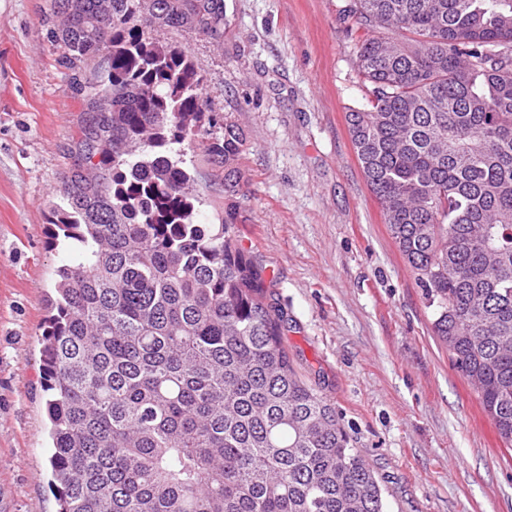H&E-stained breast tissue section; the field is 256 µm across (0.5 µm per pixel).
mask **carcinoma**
I'll list each match as a JSON object with an SVG mask.
<instances>
[{"mask_svg":"<svg viewBox=\"0 0 512 512\" xmlns=\"http://www.w3.org/2000/svg\"><path fill=\"white\" fill-rule=\"evenodd\" d=\"M51 0V44L89 117L64 182L43 334L51 485L59 512H387L331 404L293 369L283 315L238 244L235 203L198 220L203 147L229 163L234 130L201 134L191 55L146 35L148 0ZM160 26L219 40L223 0H160ZM370 108L351 142L387 229L448 346L512 446V0H350Z\"/></svg>","mask_w":512,"mask_h":512,"instance_id":"carcinoma-1","label":"carcinoma"}]
</instances>
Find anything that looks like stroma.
<instances>
[{
	"label": "stroma",
	"instance_id": "obj_1",
	"mask_svg": "<svg viewBox=\"0 0 512 512\" xmlns=\"http://www.w3.org/2000/svg\"><path fill=\"white\" fill-rule=\"evenodd\" d=\"M347 0H224V41L158 27L204 77L211 122L233 127L230 166L187 152L201 222L237 182L240 246L283 313L298 376L335 408L388 512H512V447L433 333L425 291L384 222L346 116L366 105ZM50 0H0V512H58L42 334L58 298L48 217L76 168L84 102L48 38Z\"/></svg>",
	"mask_w": 512,
	"mask_h": 512
}]
</instances>
